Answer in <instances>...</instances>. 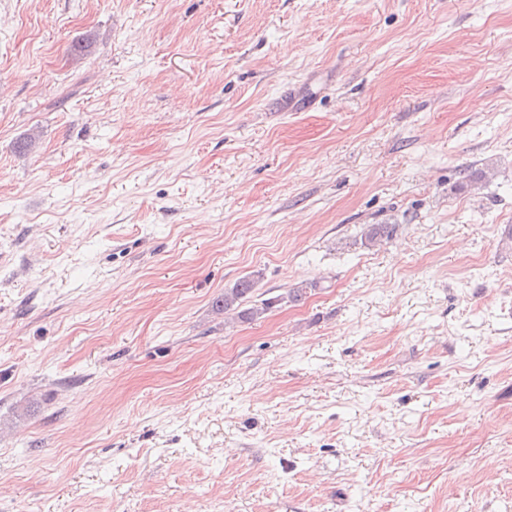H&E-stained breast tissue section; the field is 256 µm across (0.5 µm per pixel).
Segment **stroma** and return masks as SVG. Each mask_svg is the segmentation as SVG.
Masks as SVG:
<instances>
[{"instance_id": "1", "label": "stroma", "mask_w": 512, "mask_h": 512, "mask_svg": "<svg viewBox=\"0 0 512 512\" xmlns=\"http://www.w3.org/2000/svg\"><path fill=\"white\" fill-rule=\"evenodd\" d=\"M511 226L512 0H0V512H512ZM254 288L255 280L253 278L242 277L233 288L224 291L223 298L216 301L217 310H224V314L234 311L239 318L246 320L261 317L273 307L274 301L268 299L264 300L261 306L241 309L242 303L252 295Z\"/></svg>"}]
</instances>
